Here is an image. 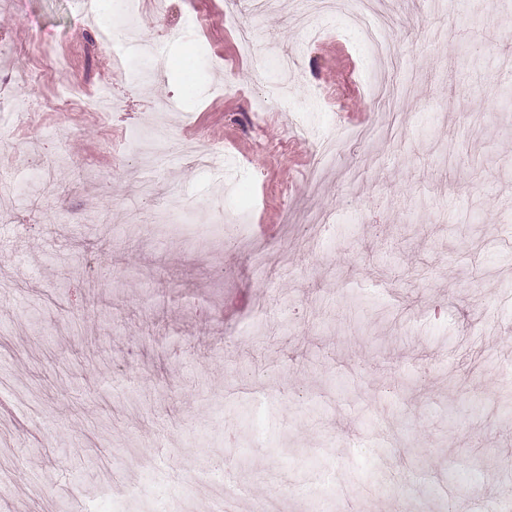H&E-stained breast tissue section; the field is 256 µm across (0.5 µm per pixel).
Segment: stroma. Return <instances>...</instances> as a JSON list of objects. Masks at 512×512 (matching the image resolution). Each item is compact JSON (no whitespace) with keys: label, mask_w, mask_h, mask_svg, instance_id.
Segmentation results:
<instances>
[{"label":"stroma","mask_w":512,"mask_h":512,"mask_svg":"<svg viewBox=\"0 0 512 512\" xmlns=\"http://www.w3.org/2000/svg\"><path fill=\"white\" fill-rule=\"evenodd\" d=\"M224 2L142 0L135 25L125 0L92 19L0 0L21 104L0 175L36 156L51 181L0 223V512H71L77 486L85 512H168L190 474L189 512L226 487L235 512H448L512 488V17L374 0L392 60L372 98L342 20L310 42L298 0ZM116 21L163 56L112 67L96 32ZM71 84L121 107L49 109ZM293 107L372 133L324 157Z\"/></svg>","instance_id":"35a3bbf8"}]
</instances>
